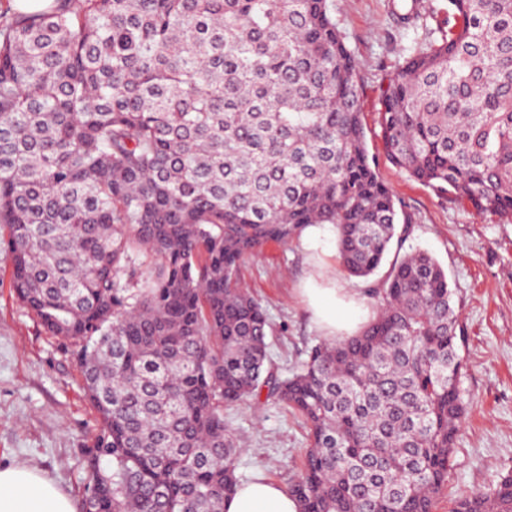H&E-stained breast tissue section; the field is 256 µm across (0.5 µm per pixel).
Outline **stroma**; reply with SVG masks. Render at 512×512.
<instances>
[{
	"instance_id": "obj_1",
	"label": "stroma",
	"mask_w": 512,
	"mask_h": 512,
	"mask_svg": "<svg viewBox=\"0 0 512 512\" xmlns=\"http://www.w3.org/2000/svg\"><path fill=\"white\" fill-rule=\"evenodd\" d=\"M333 3L357 62L359 106L378 176L413 218L410 245L447 268L459 308L468 406L455 466L436 509L448 512L450 498L486 490L512 471V216L438 196L387 161L379 87L424 34L400 27L391 0ZM239 276L273 323L269 352L285 373L324 338L307 307L308 284L342 290L363 310L373 309L361 285L337 264L332 237L315 250L299 237L265 245L244 257ZM228 421L250 440L240 467L247 477L261 474L286 487L300 476L308 447L300 417L279 405L246 402L230 411ZM97 427L61 340L47 335L8 283L0 282V466L33 468L79 502L85 481L80 450Z\"/></svg>"
}]
</instances>
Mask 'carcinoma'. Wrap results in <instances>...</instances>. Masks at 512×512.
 Returning <instances> with one entry per match:
<instances>
[{"instance_id": "1", "label": "carcinoma", "mask_w": 512, "mask_h": 512, "mask_svg": "<svg viewBox=\"0 0 512 512\" xmlns=\"http://www.w3.org/2000/svg\"><path fill=\"white\" fill-rule=\"evenodd\" d=\"M428 37L380 86L388 160L512 214V0L401 2ZM330 0H0V251L65 340L99 425L81 512H224L244 438L224 411L309 428L299 512H435L466 414L448 273L405 248ZM332 224L376 303L288 377L244 256ZM450 512H512V472Z\"/></svg>"}]
</instances>
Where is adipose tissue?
<instances>
[{
    "instance_id": "obj_1",
    "label": "adipose tissue",
    "mask_w": 512,
    "mask_h": 512,
    "mask_svg": "<svg viewBox=\"0 0 512 512\" xmlns=\"http://www.w3.org/2000/svg\"><path fill=\"white\" fill-rule=\"evenodd\" d=\"M315 316L328 333L355 325L360 311L338 300L332 288L309 291ZM0 512H74L70 499L37 471L26 466L0 467ZM224 512H298L294 498L280 485L258 477L225 501Z\"/></svg>"
}]
</instances>
